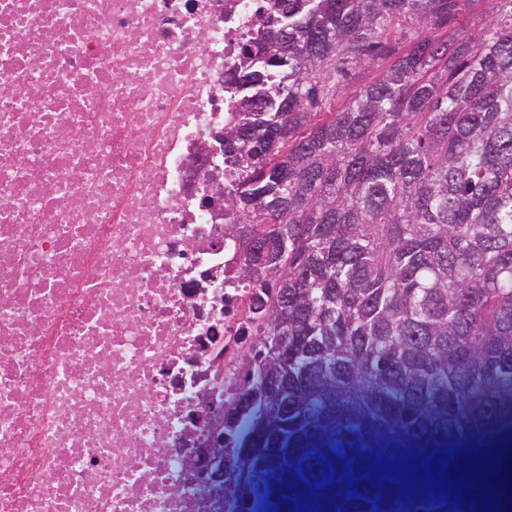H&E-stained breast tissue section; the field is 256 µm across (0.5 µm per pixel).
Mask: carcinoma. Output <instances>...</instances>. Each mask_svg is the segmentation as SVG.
I'll return each instance as SVG.
<instances>
[{
  "label": "carcinoma",
  "instance_id": "1",
  "mask_svg": "<svg viewBox=\"0 0 512 512\" xmlns=\"http://www.w3.org/2000/svg\"><path fill=\"white\" fill-rule=\"evenodd\" d=\"M285 2L286 30L243 50L242 79L288 78V139L270 126L234 156L258 211L231 225L238 273L275 313L253 402L224 416L253 453L240 512H483L368 466L512 452V0L465 30L475 0ZM285 36L288 58L252 65Z\"/></svg>",
  "mask_w": 512,
  "mask_h": 512
}]
</instances>
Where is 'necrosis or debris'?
Returning <instances> with one entry per match:
<instances>
[{
    "mask_svg": "<svg viewBox=\"0 0 512 512\" xmlns=\"http://www.w3.org/2000/svg\"><path fill=\"white\" fill-rule=\"evenodd\" d=\"M268 2L0 0V512H239L224 133Z\"/></svg>",
    "mask_w": 512,
    "mask_h": 512,
    "instance_id": "necrosis-or-debris-1",
    "label": "necrosis or debris"
}]
</instances>
